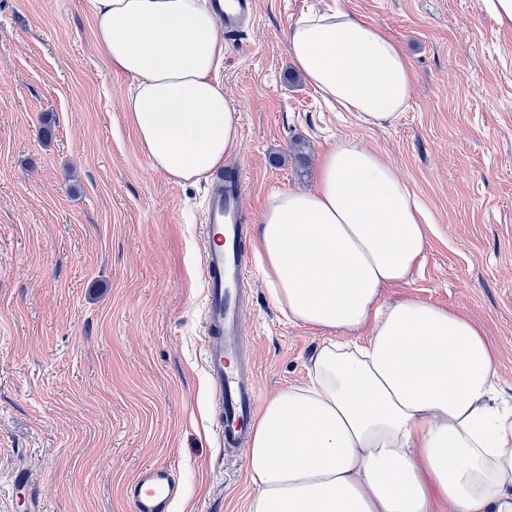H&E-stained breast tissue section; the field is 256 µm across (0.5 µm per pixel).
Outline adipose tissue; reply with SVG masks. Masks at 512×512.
Instances as JSON below:
<instances>
[{"instance_id":"ef3b65f1","label":"adipose tissue","mask_w":512,"mask_h":512,"mask_svg":"<svg viewBox=\"0 0 512 512\" xmlns=\"http://www.w3.org/2000/svg\"><path fill=\"white\" fill-rule=\"evenodd\" d=\"M95 39L135 87L128 118L155 169L181 182L221 166L239 118L214 79L224 58L203 0H84ZM289 50L309 84L367 124L402 117L411 68L347 10L298 21ZM427 218L376 152L347 139L316 187L274 195L256 253L290 320L328 332L305 382L256 417L250 512H512V407L497 352L465 315L383 299L424 260Z\"/></svg>"}]
</instances>
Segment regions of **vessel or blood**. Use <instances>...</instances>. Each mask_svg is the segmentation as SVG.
<instances>
[{
	"mask_svg": "<svg viewBox=\"0 0 512 512\" xmlns=\"http://www.w3.org/2000/svg\"><path fill=\"white\" fill-rule=\"evenodd\" d=\"M208 6L229 38L256 20L255 0H209ZM243 194V174L237 169L230 181L213 180L202 211L204 368L219 409L218 442L228 455L245 453L261 404L257 370L244 336L250 230L243 215ZM180 493L179 479L164 464L142 468L125 489L133 512H169Z\"/></svg>",
	"mask_w": 512,
	"mask_h": 512,
	"instance_id": "1",
	"label": "vessel or blood"
}]
</instances>
